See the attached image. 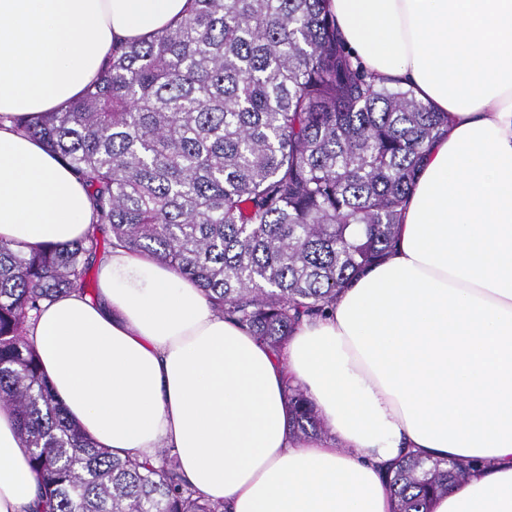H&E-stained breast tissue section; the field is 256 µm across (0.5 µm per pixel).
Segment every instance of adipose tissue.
<instances>
[{
  "instance_id": "1",
  "label": "adipose tissue",
  "mask_w": 512,
  "mask_h": 512,
  "mask_svg": "<svg viewBox=\"0 0 512 512\" xmlns=\"http://www.w3.org/2000/svg\"><path fill=\"white\" fill-rule=\"evenodd\" d=\"M188 0H0V241L82 237L85 188L15 120L81 95L114 44ZM348 48L448 117L395 246L274 354L190 279L125 249L98 297L48 304L29 335L69 417L113 454L174 449L225 512H394L400 449L472 462L431 512H512V0H328ZM301 386L332 437L296 442ZM15 414L0 405V512H34Z\"/></svg>"
}]
</instances>
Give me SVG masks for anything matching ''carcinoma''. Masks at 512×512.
Returning a JSON list of instances; mask_svg holds the SVG:
<instances>
[{"mask_svg":"<svg viewBox=\"0 0 512 512\" xmlns=\"http://www.w3.org/2000/svg\"><path fill=\"white\" fill-rule=\"evenodd\" d=\"M326 0H191L149 40L112 49L65 107L17 128L89 192L85 236L28 252L0 242V403L18 416L39 512H224L177 456L112 455L72 422L28 336L61 294L122 247L193 280L224 317L280 352L304 318L381 261L448 118L347 50ZM297 441L327 429L288 389ZM466 461L411 453L387 471L395 512H429Z\"/></svg>","mask_w":512,"mask_h":512,"instance_id":"obj_1","label":"carcinoma"}]
</instances>
